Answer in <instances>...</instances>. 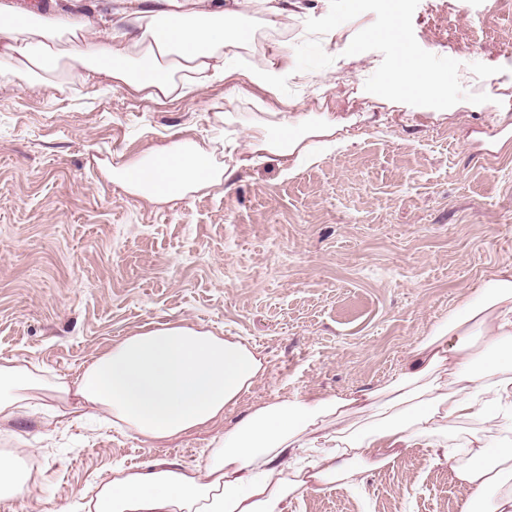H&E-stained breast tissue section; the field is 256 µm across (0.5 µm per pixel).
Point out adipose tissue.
<instances>
[{"label": "adipose tissue", "instance_id": "obj_1", "mask_svg": "<svg viewBox=\"0 0 512 512\" xmlns=\"http://www.w3.org/2000/svg\"><path fill=\"white\" fill-rule=\"evenodd\" d=\"M252 0H129L76 10L65 27L0 0V77L58 91L70 75L109 80L158 100L229 77L227 57L251 39ZM63 43L56 54L47 42ZM336 145V125L281 115L251 125L228 153L241 166L283 164ZM112 180L155 203L221 184L198 142L182 139L113 161ZM263 357L236 336L189 323H154L94 355L74 382L0 363V424L39 415L51 397L97 410L114 428L161 445L216 426L264 376ZM453 460L467 492L461 512H512V264L409 352L402 372L361 396L276 397L217 433L204 467H117L70 512H288L306 492L355 483L418 443Z\"/></svg>", "mask_w": 512, "mask_h": 512}]
</instances>
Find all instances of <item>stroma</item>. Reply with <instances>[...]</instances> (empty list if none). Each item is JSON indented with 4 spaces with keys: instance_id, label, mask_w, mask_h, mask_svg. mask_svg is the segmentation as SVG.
Instances as JSON below:
<instances>
[{
    "instance_id": "1",
    "label": "stroma",
    "mask_w": 512,
    "mask_h": 512,
    "mask_svg": "<svg viewBox=\"0 0 512 512\" xmlns=\"http://www.w3.org/2000/svg\"><path fill=\"white\" fill-rule=\"evenodd\" d=\"M330 0H300L287 25L257 29L259 56L202 91L153 102L71 77L61 94L0 82V361L75 380L90 355L160 322L246 339L266 373L224 413L358 394L400 372L414 344L512 263V0H420L418 44L461 62L459 78L489 102L436 121L364 89L377 51L349 56L366 12L321 36L329 67L289 72L273 89L248 76L277 69ZM336 121V150L285 173L270 156L246 167L224 151L268 113ZM189 137L228 180L166 204L112 183L113 155L140 157ZM0 453L39 458L30 494L0 512L68 506L117 464L203 466L211 431L158 448L88 417L56 426L22 417ZM425 445L363 472L356 489L327 485L289 512H460L451 464Z\"/></svg>"
}]
</instances>
